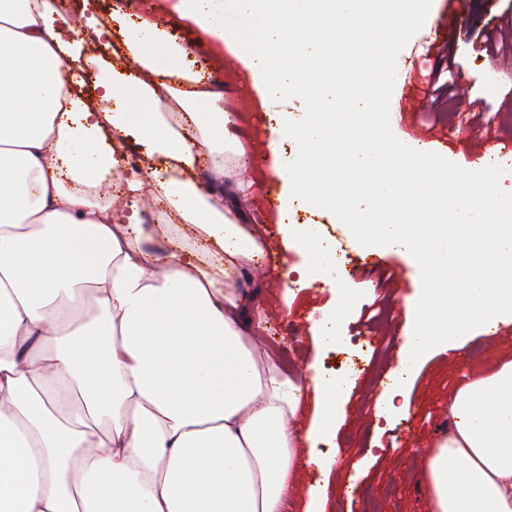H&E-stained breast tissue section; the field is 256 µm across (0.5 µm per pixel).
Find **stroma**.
Segmentation results:
<instances>
[{"label":"stroma","instance_id":"obj_1","mask_svg":"<svg viewBox=\"0 0 512 512\" xmlns=\"http://www.w3.org/2000/svg\"><path fill=\"white\" fill-rule=\"evenodd\" d=\"M174 0H156L153 18L179 41L195 42V59L211 58L213 46L199 42L196 28L172 8ZM455 7L462 17L458 29L443 27L444 13ZM501 0H431L424 30L438 28L439 41L433 49L417 52L402 49L397 57L403 80L425 62L449 55L460 63L458 86L466 96L453 97L437 114V128L450 132L447 146L428 145L431 153L471 169L487 142L479 126L493 119L496 139L512 141V89L506 84L512 73V55L481 52L473 37L478 29L500 25ZM224 83V107L236 113V136L245 152L261 156L257 166H241L232 154L224 156V179L214 183L208 168L195 171L202 184H215L225 204L245 194L243 214L259 235L261 251L242 262L227 277L234 292H247L253 299L247 316L259 321V346L267 358L286 375L329 379L342 364L358 362L349 380L355 386L347 406V419L336 435L319 444L323 456L337 457L332 470L315 465L301 471L302 487L326 490L324 512H428L422 487L421 454L436 441L448 422V398L474 372L491 373L503 360L512 359V321L500 325L488 337L475 332L465 348L432 355L412 384L408 414L393 417L385 431H378L373 410L382 394L397 377L390 359L380 358L377 346L383 337L404 333L406 301L418 297L420 270L408 251L399 245L374 253L344 245L343 254L358 262L357 278L344 280L353 303L343 337L336 345L315 350L311 340L313 318L336 303L335 279L312 273L301 281L299 268L310 267L306 252L285 250L279 231L282 212L270 208L269 197H283L286 188L270 173L266 142L269 128L278 119H301L305 105L299 98L262 100L252 89L244 65L225 55L219 73ZM405 270L402 278L391 277V266Z\"/></svg>","mask_w":512,"mask_h":512}]
</instances>
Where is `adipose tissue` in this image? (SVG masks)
<instances>
[{
    "instance_id": "ef3b65f1",
    "label": "adipose tissue",
    "mask_w": 512,
    "mask_h": 512,
    "mask_svg": "<svg viewBox=\"0 0 512 512\" xmlns=\"http://www.w3.org/2000/svg\"><path fill=\"white\" fill-rule=\"evenodd\" d=\"M61 19L57 0H0V512H283L352 384L261 363L249 300L223 278L260 251L190 177L204 158L223 170L236 139L224 92L143 17L99 111L71 89ZM132 132L161 160L153 194L214 250L151 255L142 183L108 202ZM281 233L329 264L314 228ZM422 473L430 512H512V360L454 392Z\"/></svg>"
}]
</instances>
